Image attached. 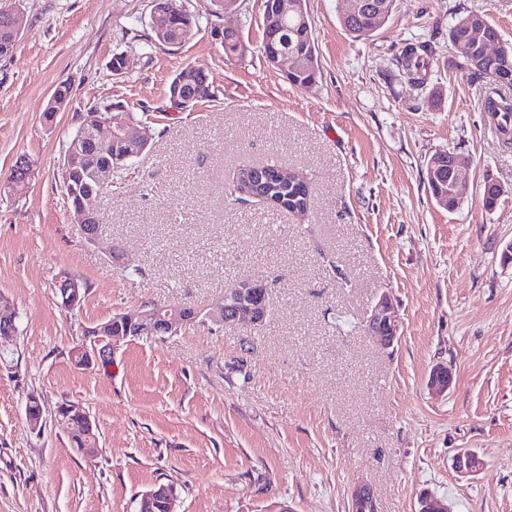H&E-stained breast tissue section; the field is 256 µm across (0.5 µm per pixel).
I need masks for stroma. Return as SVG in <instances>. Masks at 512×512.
<instances>
[{"label":"stroma","mask_w":512,"mask_h":512,"mask_svg":"<svg viewBox=\"0 0 512 512\" xmlns=\"http://www.w3.org/2000/svg\"><path fill=\"white\" fill-rule=\"evenodd\" d=\"M178 3L196 23L167 47L151 38V0H0L23 20L0 57V183L18 156L34 165L0 192V298L18 314L0 344V512H138L158 483L175 485L176 512H351L361 481L378 512H417L427 492L453 512H512V143L482 110L490 81L448 41L456 18L479 14L512 43V0H395L357 39L344 0H306L320 69L308 88L262 56L263 0L226 15ZM224 26L244 55L225 56ZM410 44L430 58L420 89L397 63ZM188 65L211 96L180 109L167 89ZM63 83L67 104L46 119ZM109 100L149 146L113 180L91 244L70 221L62 163L83 114ZM448 149L471 161L452 212L426 183ZM271 162L309 183L307 217L225 202L234 168ZM490 178L507 193L489 211ZM64 275L87 288L72 311L55 296ZM245 276L269 285L263 327L202 317L76 364L88 327L148 301L205 310ZM383 293L401 334L388 350L364 330ZM440 363L454 378L437 395ZM65 399L94 423L93 458L55 419ZM463 451L482 459L475 475L455 473Z\"/></svg>","instance_id":"stroma-1"}]
</instances>
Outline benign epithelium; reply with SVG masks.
<instances>
[{"label": "benign epithelium", "instance_id": "benign-epithelium-1", "mask_svg": "<svg viewBox=\"0 0 512 512\" xmlns=\"http://www.w3.org/2000/svg\"><path fill=\"white\" fill-rule=\"evenodd\" d=\"M391 11V3L382 0L380 3H369L367 0H347V8L344 16L353 17L365 15L368 17L369 28L376 29ZM180 7L176 0H153V9L150 16L151 24L157 26L159 21L169 20L177 15ZM294 13L299 22L310 26L303 0H270L264 4L265 27L268 30L278 28L280 21L288 17V13ZM0 19L3 20L1 30L6 35L5 44L16 43L21 33L20 15L0 9ZM473 60L480 66L496 61L504 55L502 43L486 32V25L473 22ZM270 62L277 67L288 66V72L297 73L301 70L298 58L283 52L270 56ZM169 100L177 108H184L194 102V99L185 95L183 81L175 82L170 90ZM114 142H124L129 145L124 158L132 159L141 155L148 147V140L143 135L141 128L125 108H114L105 113H99L90 117L82 124L80 131L71 139L68 150L64 156L62 174L69 176L72 172L85 167V162L90 150L104 149L112 146ZM467 166V161L461 155L453 151H441L430 160V168L433 173L441 174L448 171V194L437 198L438 205L448 209V201H453L454 206H459V184L462 170ZM32 161L21 156L17 158L11 167L9 179L0 185V191L15 189L26 184L33 176ZM91 182L71 183L69 187L73 191L82 193L80 206L70 213L71 221L80 225L88 242L98 240L100 227L98 221L99 193L112 183V166L100 165L91 169L89 173ZM267 284L265 281L243 277L239 279L234 288L224 293V297L215 302L206 314L216 323L227 326L244 324L257 326L262 324L268 315L269 302L265 293ZM63 299L66 305L73 309L77 307L83 297L84 286L75 279L68 278L62 282ZM16 314H5L0 311V341L10 340L17 332ZM163 319L164 328L169 333H175L188 323L185 317L184 307L162 306L149 308L141 305L138 308L117 314L107 323L100 325V331L106 334L105 346L94 348V353L99 358H110L116 346L130 339L139 338L157 319ZM367 333L373 341L384 349L394 347L399 339V325L394 316V303L390 295L383 293L377 299L366 326ZM453 382L452 371L442 365H436L429 377L430 387L444 393ZM482 467V460L471 451L459 454L453 462L455 472L462 476H470ZM176 497V489L171 484L157 485L142 495L138 512H143L152 504L161 499L167 509L173 508ZM365 501H375L370 486L360 484L355 487L351 495L352 512H358ZM417 512H450L449 506L434 496L424 495L419 499Z\"/></svg>", "mask_w": 512, "mask_h": 512}]
</instances>
